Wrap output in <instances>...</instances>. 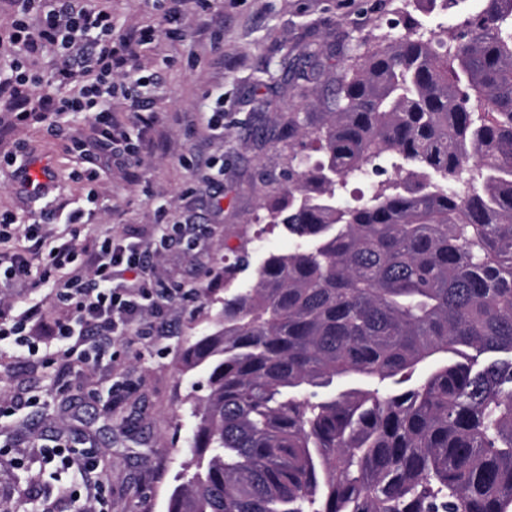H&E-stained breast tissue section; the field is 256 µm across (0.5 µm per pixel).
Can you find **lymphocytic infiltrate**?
Here are the masks:
<instances>
[{
    "mask_svg": "<svg viewBox=\"0 0 512 512\" xmlns=\"http://www.w3.org/2000/svg\"><path fill=\"white\" fill-rule=\"evenodd\" d=\"M14 20L0 27V48L12 59L0 65V112L13 126L43 124L60 128L77 119L89 125L74 148L86 161L142 163L140 144L130 127L147 133L153 115L143 112L157 73L139 63L155 38L151 26L119 25L103 0H11ZM52 53L50 77L32 63ZM178 225L158 240L115 242L112 236L53 233L40 222L0 218V363H20L49 349L59 377L78 364L109 355L115 341L129 343L153 334L168 310L181 303L183 290L161 287L153 277L162 247L174 241ZM48 290L61 313L48 318L42 302H18L15 283ZM43 459L59 461L80 480L69 493L83 499L84 512H102L103 480L89 481L100 463L93 450L64 444L44 448Z\"/></svg>",
    "mask_w": 512,
    "mask_h": 512,
    "instance_id": "obj_1",
    "label": "lymphocytic infiltrate"
}]
</instances>
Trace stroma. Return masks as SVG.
Here are the masks:
<instances>
[{"label": "stroma", "mask_w": 512, "mask_h": 512, "mask_svg": "<svg viewBox=\"0 0 512 512\" xmlns=\"http://www.w3.org/2000/svg\"><path fill=\"white\" fill-rule=\"evenodd\" d=\"M437 22L423 0H221L207 19L188 10L186 35H158L142 64L160 70L163 81L149 101L154 148L136 177L119 166L84 177L72 149L87 123L77 120L54 136L40 125L14 130L0 142V214L30 221L41 208L92 211L97 233L153 239L157 209L169 223L191 221L199 248L163 251L155 276L165 285L194 287L193 299L174 307L161 335L116 343L118 362L87 364L68 390L56 389L52 367L41 357L0 371V387L40 396L38 405L0 419L8 443L67 434L73 446L92 445L107 473V512H167L175 478L191 459L190 399L203 396L205 379L182 373L186 347L211 330L224 295V265L246 261L239 283L264 254H285L294 242L282 228L267 226L263 243L253 240V222L288 185L289 114L306 129L334 108L339 80L371 35L398 38L409 29L428 33ZM223 29L215 52L210 32ZM224 108V130L207 125ZM13 163H6V155ZM51 175L41 199L24 186L27 169ZM132 381L120 406L112 385ZM72 473L36 461L14 465L0 457V512H80L81 502L64 489Z\"/></svg>", "instance_id": "obj_1"}]
</instances>
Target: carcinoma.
<instances>
[{"mask_svg": "<svg viewBox=\"0 0 512 512\" xmlns=\"http://www.w3.org/2000/svg\"><path fill=\"white\" fill-rule=\"evenodd\" d=\"M438 29L369 38L320 126L288 116L295 248L224 269L185 350L168 512H512V0ZM391 174V170L389 169L388 174L381 176V177H375L373 175H369L366 177H358L355 179H352L349 182L347 192L342 197V203L346 204H354L356 203L355 200L361 197L366 198L371 190V183L373 180L376 179H383L388 177V175Z\"/></svg>", "mask_w": 512, "mask_h": 512, "instance_id": "obj_1", "label": "carcinoma"}]
</instances>
